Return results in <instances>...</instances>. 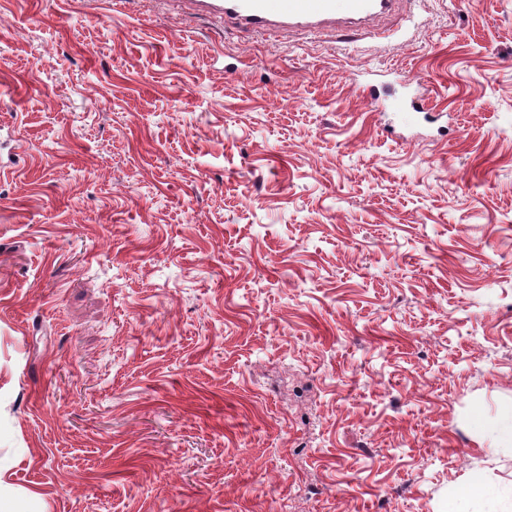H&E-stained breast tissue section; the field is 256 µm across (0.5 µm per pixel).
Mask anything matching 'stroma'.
Listing matches in <instances>:
<instances>
[{"label":"stroma","mask_w":512,"mask_h":512,"mask_svg":"<svg viewBox=\"0 0 512 512\" xmlns=\"http://www.w3.org/2000/svg\"><path fill=\"white\" fill-rule=\"evenodd\" d=\"M383 26L0 0L9 499L512 512V0ZM493 500V493L490 492L483 477L475 473L471 476L468 485L454 493L448 500V512H496L493 508L488 510H470L474 504H487Z\"/></svg>","instance_id":"35a3bbf8"}]
</instances>
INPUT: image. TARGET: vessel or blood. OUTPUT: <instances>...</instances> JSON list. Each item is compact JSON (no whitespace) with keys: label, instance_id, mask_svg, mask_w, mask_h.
<instances>
[{"label":"vessel or blood","instance_id":"obj_1","mask_svg":"<svg viewBox=\"0 0 512 512\" xmlns=\"http://www.w3.org/2000/svg\"><path fill=\"white\" fill-rule=\"evenodd\" d=\"M225 24L243 31L328 35L389 16L403 0H205Z\"/></svg>","mask_w":512,"mask_h":512}]
</instances>
